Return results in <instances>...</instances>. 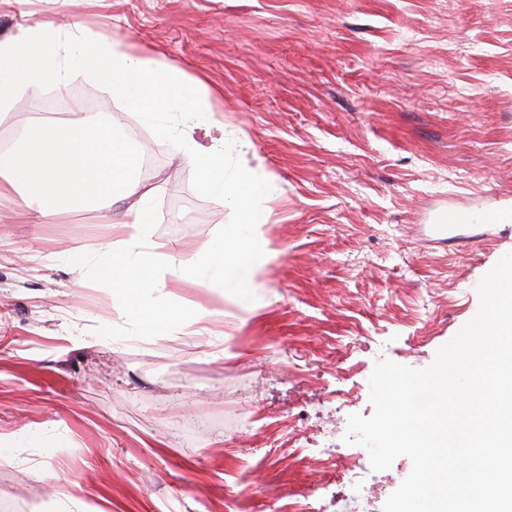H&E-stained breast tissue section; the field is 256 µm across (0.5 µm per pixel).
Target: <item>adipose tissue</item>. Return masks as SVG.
I'll use <instances>...</instances> for the list:
<instances>
[{
    "label": "adipose tissue",
    "mask_w": 512,
    "mask_h": 512,
    "mask_svg": "<svg viewBox=\"0 0 512 512\" xmlns=\"http://www.w3.org/2000/svg\"><path fill=\"white\" fill-rule=\"evenodd\" d=\"M105 81L112 96L140 112L177 156L190 160L200 188L229 200L237 222L210 241L203 253L156 252L148 240L153 204L163 184L135 176L141 155L124 130L89 118L77 123L45 121L27 129L22 144L0 150V200L33 213L37 223H55L64 208L93 206L110 238L70 255L71 264L112 288L116 320L142 336L204 334L203 315L167 299V277L192 278L236 295L250 312L262 297L254 288L269 253L261 235H246L245 224L267 223V200L277 184L248 168L224 163V144L199 145L192 130L216 111L219 96L202 77L151 48L88 31L79 21L51 20L20 26L0 38V113L9 114L23 91L49 85L65 92L75 73Z\"/></svg>",
    "instance_id": "ef3b65f1"
}]
</instances>
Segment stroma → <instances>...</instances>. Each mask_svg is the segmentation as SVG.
<instances>
[{
    "label": "stroma",
    "instance_id": "35a3bbf8",
    "mask_svg": "<svg viewBox=\"0 0 512 512\" xmlns=\"http://www.w3.org/2000/svg\"><path fill=\"white\" fill-rule=\"evenodd\" d=\"M149 47L203 76L222 108L194 128L226 161L281 187L259 230L275 254L266 304L240 324L235 297L185 278L170 300L222 310L207 336L137 335L112 321V292L66 263L112 228L90 208L37 224L0 202V512H277L318 486L323 512L343 487L301 458L306 436L344 447L329 405L344 365L373 413L365 378L377 344L415 369L479 308L477 286L507 252L511 224L431 234L434 215L512 207V0H0V36L20 20L68 21ZM31 86L0 118V147L41 121L89 112L143 149L137 178L164 183L150 239L199 252L236 220L110 87L76 76L70 106ZM245 133L241 151L232 140ZM357 345L343 358L339 340ZM266 449L251 457L250 449ZM369 512L411 470H370Z\"/></svg>",
    "mask_w": 512,
    "mask_h": 512
}]
</instances>
